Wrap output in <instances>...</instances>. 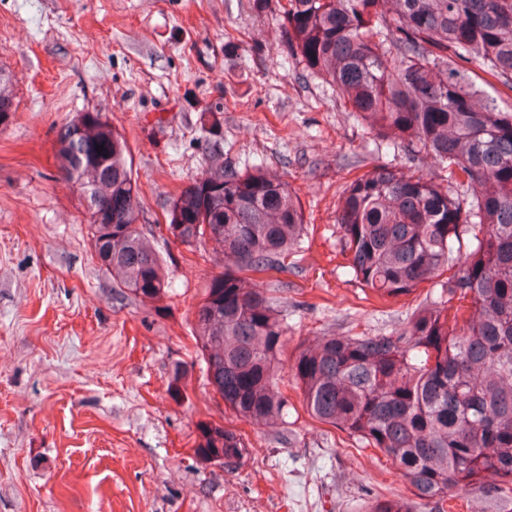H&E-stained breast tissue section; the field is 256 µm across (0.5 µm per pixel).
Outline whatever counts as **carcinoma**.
<instances>
[{
	"label": "carcinoma",
	"mask_w": 512,
	"mask_h": 512,
	"mask_svg": "<svg viewBox=\"0 0 512 512\" xmlns=\"http://www.w3.org/2000/svg\"><path fill=\"white\" fill-rule=\"evenodd\" d=\"M280 31L288 58L336 89L377 148L411 167L431 163L418 175L380 165L345 183L336 221L348 273L383 300L440 286L399 331L299 345L291 371L303 406L381 452L425 512H446L449 493L469 488L495 504L512 492V108L485 87L512 92V0H288ZM13 104L0 68V124ZM56 144L112 287L164 302V263L137 227L125 137L101 113L79 112ZM165 228L231 261L196 306V345L224 406L257 427L278 424L288 412L278 377L286 328L261 276L301 249L299 202L263 165L229 164L212 147L206 170L169 200ZM187 377L175 365L172 401L185 398ZM194 454H222L233 472L250 448L200 420ZM372 512L414 510L399 499Z\"/></svg>",
	"instance_id": "carcinoma-1"
}]
</instances>
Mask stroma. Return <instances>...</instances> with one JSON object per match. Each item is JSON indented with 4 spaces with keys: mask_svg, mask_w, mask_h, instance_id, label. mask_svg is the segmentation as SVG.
Listing matches in <instances>:
<instances>
[{
    "mask_svg": "<svg viewBox=\"0 0 512 512\" xmlns=\"http://www.w3.org/2000/svg\"><path fill=\"white\" fill-rule=\"evenodd\" d=\"M281 0H0V67L14 110L0 125V512H370L413 500L396 468L311 417L289 370L295 346L402 329L438 285L382 301L344 268L336 205L378 153L329 85L287 64ZM222 113L226 160L260 162L303 207L302 251L263 276L286 326L282 424L238 420L214 398L193 339L195 306L224 263L165 231L169 198L206 167L199 117ZM102 113L124 135L139 227L169 272L163 310L118 292L87 237L84 203L55 163L56 134ZM189 372L184 400L167 384ZM238 430L237 471L197 462L195 425ZM188 371L182 365H175L167 385L169 398L178 403L186 396Z\"/></svg>",
    "mask_w": 512,
    "mask_h": 512,
    "instance_id": "35a3bbf8",
    "label": "stroma"
}]
</instances>
